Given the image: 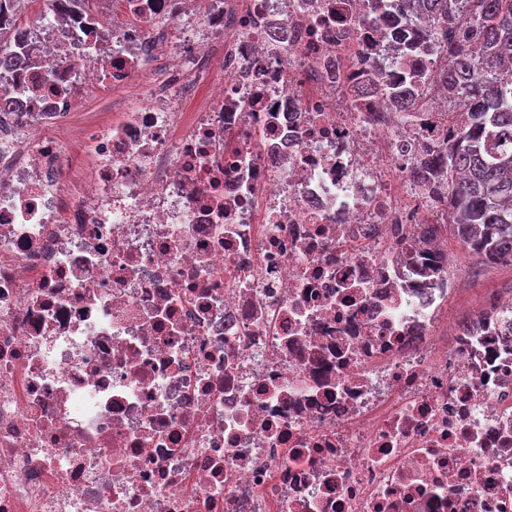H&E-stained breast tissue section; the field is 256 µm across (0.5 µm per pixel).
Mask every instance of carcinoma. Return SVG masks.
Returning <instances> with one entry per match:
<instances>
[{
    "instance_id": "obj_1",
    "label": "carcinoma",
    "mask_w": 512,
    "mask_h": 512,
    "mask_svg": "<svg viewBox=\"0 0 512 512\" xmlns=\"http://www.w3.org/2000/svg\"><path fill=\"white\" fill-rule=\"evenodd\" d=\"M417 20L416 40L450 55L432 82L400 87L392 98L406 118L442 85L459 111L444 113L442 141L425 147L412 177H448V219L421 224L420 236L448 228L486 265L512 260V0H406Z\"/></svg>"
}]
</instances>
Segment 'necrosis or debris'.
I'll return each mask as SVG.
<instances>
[{"label":"necrosis or debris","instance_id":"necrosis-or-debris-1","mask_svg":"<svg viewBox=\"0 0 512 512\" xmlns=\"http://www.w3.org/2000/svg\"><path fill=\"white\" fill-rule=\"evenodd\" d=\"M400 0H44L0 73V512H512V296L457 288ZM385 73L375 93L354 88ZM139 101L56 132L83 100Z\"/></svg>","mask_w":512,"mask_h":512}]
</instances>
